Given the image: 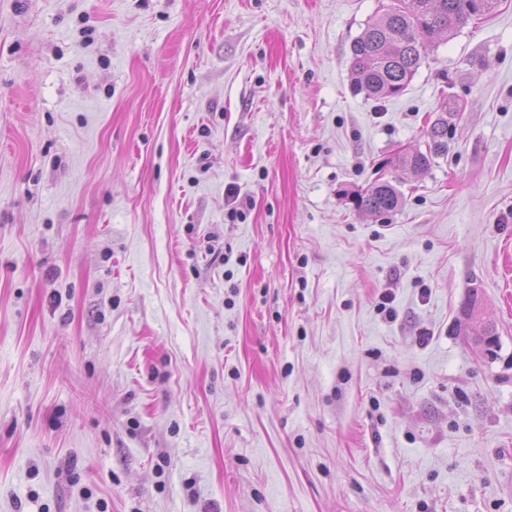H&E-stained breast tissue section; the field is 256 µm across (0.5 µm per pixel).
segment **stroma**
I'll use <instances>...</instances> for the list:
<instances>
[{"mask_svg": "<svg viewBox=\"0 0 512 512\" xmlns=\"http://www.w3.org/2000/svg\"><path fill=\"white\" fill-rule=\"evenodd\" d=\"M390 3L0 0V512H512V0ZM351 45L355 85L367 96L402 94L432 39L453 36L468 21L490 13L498 0H393ZM448 121L445 118H439L435 122L428 136L431 139L429 144V152L423 153L416 151L412 154L399 158L398 165L404 168H411L414 170L425 169L430 165L432 154L437 155L445 148V142L442 140L447 134ZM353 202L358 210L374 215L396 211L401 203L400 193L390 182H376L363 192L355 194ZM481 303L477 296H473L468 304L466 315L471 320V335L479 341H487L492 336L490 324L483 321L480 316Z\"/></svg>", "mask_w": 512, "mask_h": 512, "instance_id": "1", "label": "stroma"}]
</instances>
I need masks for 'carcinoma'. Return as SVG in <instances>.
<instances>
[{
	"instance_id": "1",
	"label": "carcinoma",
	"mask_w": 512,
	"mask_h": 512,
	"mask_svg": "<svg viewBox=\"0 0 512 512\" xmlns=\"http://www.w3.org/2000/svg\"><path fill=\"white\" fill-rule=\"evenodd\" d=\"M498 0H394L388 11L367 26L351 45V72L357 88L372 98L402 94L420 66L426 44L453 36L468 21L490 13ZM448 121L440 118L428 136L429 152L416 151L399 158L398 165L425 169L432 156L445 148ZM355 207L374 215L398 209L400 193L388 181L376 182L353 197ZM478 298L470 300L466 315L471 335L479 341L492 336L490 324L480 316Z\"/></svg>"
}]
</instances>
